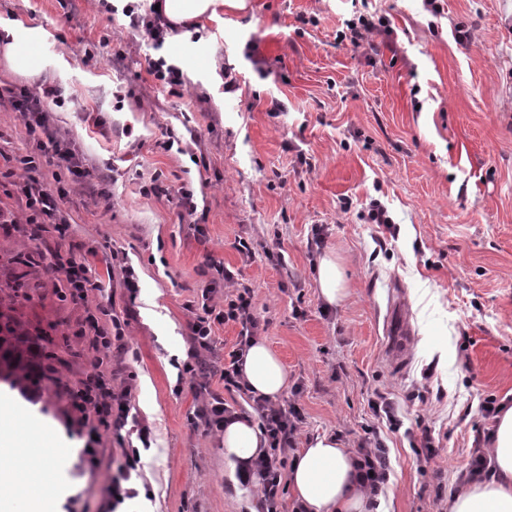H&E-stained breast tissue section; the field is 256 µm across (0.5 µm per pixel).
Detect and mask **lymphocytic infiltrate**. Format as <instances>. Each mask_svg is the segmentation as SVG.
<instances>
[{"label": "lymphocytic infiltrate", "mask_w": 512, "mask_h": 512, "mask_svg": "<svg viewBox=\"0 0 512 512\" xmlns=\"http://www.w3.org/2000/svg\"><path fill=\"white\" fill-rule=\"evenodd\" d=\"M5 92L12 109L20 113L29 133L42 134L38 147L48 164L56 166L57 171L48 183L34 177L17 183L16 193L24 204V212L18 215L1 205L0 224H14L22 220L38 225V238L54 242L49 251L46 272L63 273L70 300L82 304L85 309L77 333L88 338L95 356L78 382L64 380L59 373L54 374L53 381L65 400L64 417L83 442L79 457L81 471L93 475L101 471V450L106 437H113L124 446L122 460L106 486L109 506L115 510L125 500L137 495L135 489L129 488L128 482L139 468V447H126V438L134 435L140 442L139 446H150L152 429L133 412L130 390L118 391L112 385V356L126 349L122 323L114 315L111 304L99 300L100 286L93 279L87 261L76 259L73 250L65 246L69 226L59 204L69 195L72 183L82 182L89 177L90 171L83 167L74 151L61 146L49 128L50 114L46 104L59 102V88L46 84L37 90L27 85H12L6 87ZM65 171L72 174V183L63 181L61 174ZM215 270L216 279L197 289L185 304L190 314V347L182 372L196 380L203 370L205 352L213 347L215 326L235 324L239 328L237 342L224 358L221 378L225 391L245 395L249 389L242 372L243 357L265 332L266 326L256 312L252 288L241 283L234 272L223 265H216ZM222 283L228 285L229 290L223 293L224 299L219 302L215 295ZM193 391L199 401L194 414L195 425L201 426L207 434L223 433L224 421L234 417L235 407L224 400L222 393L212 391L208 384L196 380ZM250 406L259 418L267 441L264 455L254 463L259 478L261 509L262 512H279L286 485V458L295 448L304 415L297 405L288 406L264 397L252 398ZM356 457L358 485L371 498H378L390 479L391 469L383 441L364 438L356 450Z\"/></svg>", "instance_id": "obj_1"}]
</instances>
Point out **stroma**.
I'll return each instance as SVG.
<instances>
[{
  "label": "stroma",
  "mask_w": 512,
  "mask_h": 512,
  "mask_svg": "<svg viewBox=\"0 0 512 512\" xmlns=\"http://www.w3.org/2000/svg\"><path fill=\"white\" fill-rule=\"evenodd\" d=\"M362 14L386 31L368 46L338 42ZM14 21L38 28L43 67L17 69L0 44V85H56L51 122L92 172L61 211L126 323L112 383L131 384L153 430L134 512H260L258 487L230 480L221 436L195 427L191 382L178 378L184 304L215 277L210 258L254 290L288 372L283 396L304 411L297 448L335 435L353 450L376 429L391 462L382 512H448L477 434L496 425L481 402H512V0H248L160 53L97 0H0V22ZM159 54L182 69L180 93L148 74ZM171 134L179 149L162 150ZM0 153L47 171L5 101ZM155 181L168 195L150 193ZM181 188L194 215L181 214ZM376 203L391 226L372 221ZM42 249L0 224V285L31 283L17 314L77 380L90 358L75 335L83 306L59 299L61 274L13 261ZM327 253L346 273L337 305L319 291ZM238 331L216 327L204 359L211 389L244 410L220 378ZM378 393L399 430L370 410ZM0 399L60 449L45 472L53 512H103L105 478L77 475L81 443L56 388L34 402L0 382ZM426 433L438 453L423 462L414 445Z\"/></svg>",
  "instance_id": "stroma-1"
}]
</instances>
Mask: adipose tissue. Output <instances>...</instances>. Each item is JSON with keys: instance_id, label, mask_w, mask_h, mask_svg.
<instances>
[{"instance_id": "1", "label": "adipose tissue", "mask_w": 512, "mask_h": 512, "mask_svg": "<svg viewBox=\"0 0 512 512\" xmlns=\"http://www.w3.org/2000/svg\"><path fill=\"white\" fill-rule=\"evenodd\" d=\"M159 10L187 36L189 27L219 19L225 9H245L247 0H158ZM10 41L8 53L20 69L40 71L38 35L19 23L5 25ZM244 376L254 395L277 398L288 384V375L278 356L265 341H257L244 357ZM24 422L18 411L0 407V456L23 459L25 468H0V491L20 490L32 504L31 512H49L44 468L31 453V443L22 434ZM491 479L462 483L448 499V512H512V405L504 406L491 433ZM224 459L231 476L246 474L252 461L262 455L266 442L258 425L248 415L224 426ZM355 458L334 436L309 439L295 457L288 483L297 502L307 512H372V503L354 481Z\"/></svg>"}]
</instances>
